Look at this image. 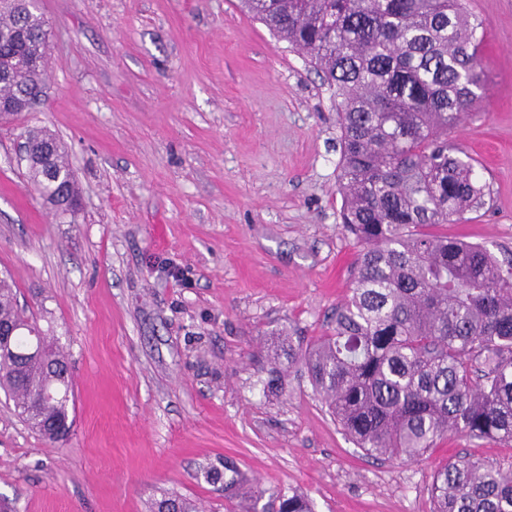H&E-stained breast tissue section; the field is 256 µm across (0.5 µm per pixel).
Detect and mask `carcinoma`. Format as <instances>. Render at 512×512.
I'll use <instances>...</instances> for the list:
<instances>
[{
  "instance_id": "obj_1",
  "label": "carcinoma",
  "mask_w": 512,
  "mask_h": 512,
  "mask_svg": "<svg viewBox=\"0 0 512 512\" xmlns=\"http://www.w3.org/2000/svg\"><path fill=\"white\" fill-rule=\"evenodd\" d=\"M241 8L323 73L333 91L342 228L357 253L331 330L309 345L277 336L345 436L366 455L417 461L450 436L512 442V261L429 228L467 221L491 198L475 160L449 134L487 94L480 22L464 0H241ZM46 21L0 10V55L24 64L3 97L35 98ZM51 199H76L61 151L27 166ZM0 322L42 362L0 361V388L49 441L71 427V377L58 340L0 278ZM434 512H512V468L462 457L432 475ZM224 497L246 512H313L301 492H267L233 475Z\"/></svg>"
}]
</instances>
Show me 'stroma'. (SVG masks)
Returning a JSON list of instances; mask_svg holds the SVG:
<instances>
[{"instance_id": "stroma-1", "label": "stroma", "mask_w": 512, "mask_h": 512, "mask_svg": "<svg viewBox=\"0 0 512 512\" xmlns=\"http://www.w3.org/2000/svg\"><path fill=\"white\" fill-rule=\"evenodd\" d=\"M488 96L455 143L492 199L438 226L512 257V0H475ZM237 0H40L46 96L0 126V274L69 355L74 419L49 442L0 391L7 512H149L173 492L229 512L205 472L232 459L315 512H432L461 457L507 469L512 443L453 436L412 462L366 457L302 368L266 387L271 337L312 341L348 293L331 92ZM60 141L82 210L60 219L14 142Z\"/></svg>"}]
</instances>
